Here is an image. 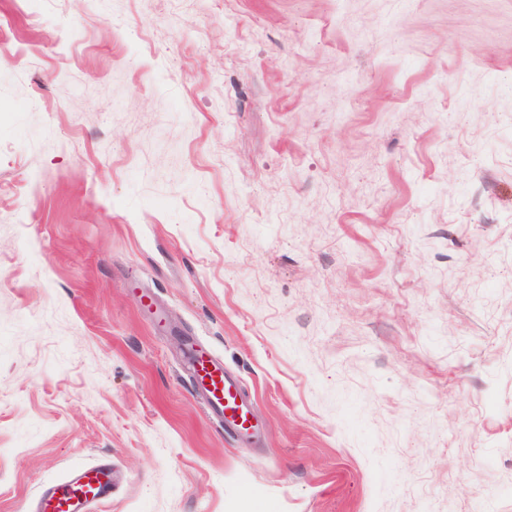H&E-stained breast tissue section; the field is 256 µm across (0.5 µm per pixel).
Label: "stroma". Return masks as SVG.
Masks as SVG:
<instances>
[{"label":"stroma","mask_w":512,"mask_h":512,"mask_svg":"<svg viewBox=\"0 0 512 512\" xmlns=\"http://www.w3.org/2000/svg\"><path fill=\"white\" fill-rule=\"evenodd\" d=\"M0 19V512H512V0ZM192 388L203 398L207 413L224 422L241 437L251 436L256 429L249 403L239 384L224 370V364L204 348L190 343L182 364ZM117 484L118 474L107 457L72 465L63 479L39 490L34 512H96L112 498Z\"/></svg>","instance_id":"stroma-1"}]
</instances>
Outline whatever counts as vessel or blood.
I'll return each instance as SVG.
<instances>
[{"label": "vessel or blood", "instance_id": "obj_1", "mask_svg": "<svg viewBox=\"0 0 512 512\" xmlns=\"http://www.w3.org/2000/svg\"><path fill=\"white\" fill-rule=\"evenodd\" d=\"M182 369L211 417L222 420L238 436L253 434L251 407L222 362L208 350L191 345L185 351ZM117 484L118 474L109 458L72 465L63 479L39 490L34 512H97Z\"/></svg>", "mask_w": 512, "mask_h": 512}]
</instances>
